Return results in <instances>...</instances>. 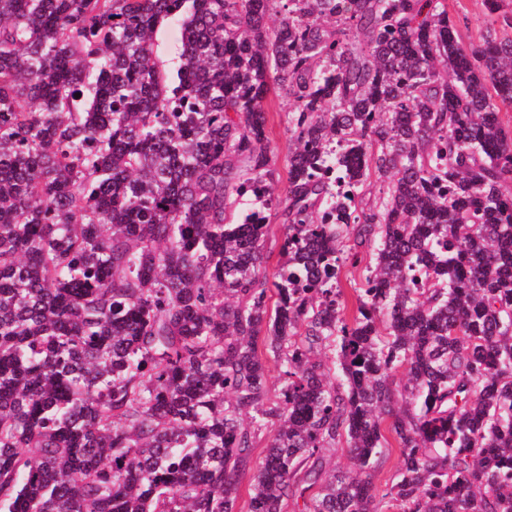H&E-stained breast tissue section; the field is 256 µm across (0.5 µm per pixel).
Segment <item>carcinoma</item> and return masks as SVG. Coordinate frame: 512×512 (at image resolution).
Listing matches in <instances>:
<instances>
[{
    "label": "carcinoma",
    "mask_w": 512,
    "mask_h": 512,
    "mask_svg": "<svg viewBox=\"0 0 512 512\" xmlns=\"http://www.w3.org/2000/svg\"><path fill=\"white\" fill-rule=\"evenodd\" d=\"M484 2L467 48L447 0H0V512H236L250 467L246 512H512V14ZM159 51L164 59H167L171 66L179 63L181 47L180 26L176 22L164 24L159 34ZM291 101L288 90L283 86H276L270 93L266 103L268 111L269 148L275 154L274 179L268 183L269 193L281 196L282 189L287 179L286 152L288 147V111ZM270 229L265 239V252L269 255L267 262L268 275L271 277L276 272L278 261L280 259V245L284 238V227L279 216L271 212L269 219ZM362 276L363 268L361 266L358 268H352L350 265H347L342 268L340 274V285L344 291V298L346 300L347 309L345 312L347 317H351L356 310V294L353 288L359 286L355 283H359ZM392 448H390L389 455L383 458L374 472H372L373 483L378 488H384L385 483L388 482L390 477L395 473L399 466V453L396 448L395 442L392 440Z\"/></svg>",
    "instance_id": "carcinoma-1"
}]
</instances>
